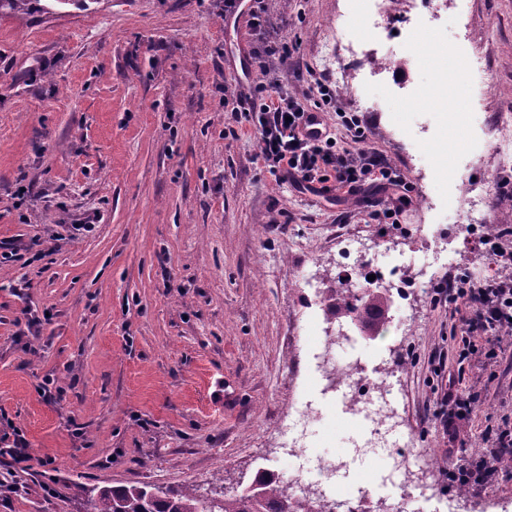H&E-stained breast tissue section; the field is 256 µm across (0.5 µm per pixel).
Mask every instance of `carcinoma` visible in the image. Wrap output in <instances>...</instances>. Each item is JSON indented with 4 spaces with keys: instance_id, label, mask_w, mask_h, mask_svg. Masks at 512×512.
Returning <instances> with one entry per match:
<instances>
[{
    "instance_id": "cac0c4a2",
    "label": "carcinoma",
    "mask_w": 512,
    "mask_h": 512,
    "mask_svg": "<svg viewBox=\"0 0 512 512\" xmlns=\"http://www.w3.org/2000/svg\"><path fill=\"white\" fill-rule=\"evenodd\" d=\"M348 288L330 289L336 313L381 329L387 321L389 299L382 291L363 297L359 307H353ZM86 496L85 512H310L301 502L288 499L286 489L267 482L257 473L251 485L222 499L204 497L193 488L181 491L162 490L148 485L131 484L85 488L76 485Z\"/></svg>"
}]
</instances>
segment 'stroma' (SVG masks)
<instances>
[{
  "label": "stroma",
  "instance_id": "obj_1",
  "mask_svg": "<svg viewBox=\"0 0 512 512\" xmlns=\"http://www.w3.org/2000/svg\"><path fill=\"white\" fill-rule=\"evenodd\" d=\"M252 16L224 27V0H40L0 16V431L22 429L32 461L0 456V475L29 487L0 489V512H83L77 486L156 485L209 497L248 486L263 466L304 467L334 456L349 469L336 490L370 485L380 512H498L512 474L467 497L448 487V459L486 448L489 420L512 414V347L498 359L459 363L446 337L448 309L420 298L401 326L351 327L368 373L389 370L414 495L382 479L386 453L360 456L367 423L329 401L309 349L331 314L307 308L301 275L336 286L331 258L345 231L383 246L363 220L361 197L335 202L276 183L254 156L257 135L232 122L241 56L256 45L253 15L289 18L286 59L275 69L305 99L314 80L337 92L325 109L333 137L350 142L337 111L358 115L364 149L404 177L402 222L423 241L421 275L439 283L453 263L476 272L492 260L464 242L465 196L489 223L512 227V200L497 190L496 142L512 115V0H461L434 32L372 30L346 0H255ZM468 22L486 70L470 74L455 39ZM365 42L406 56L409 71L366 83L364 61L343 50ZM448 54V64L428 59ZM465 144L453 149L452 126ZM434 202L422 205L421 193ZM91 230H84V223ZM41 317L34 336L25 314ZM459 372L479 402L461 446L432 420L436 365ZM63 400L40 395L44 378ZM308 401L321 418L301 453L287 456L283 425Z\"/></svg>",
  "mask_w": 512,
  "mask_h": 512
}]
</instances>
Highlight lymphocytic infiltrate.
Returning <instances> with one entry per match:
<instances>
[{
	"instance_id": "f902f5d3",
	"label": "lymphocytic infiltrate",
	"mask_w": 512,
	"mask_h": 512,
	"mask_svg": "<svg viewBox=\"0 0 512 512\" xmlns=\"http://www.w3.org/2000/svg\"><path fill=\"white\" fill-rule=\"evenodd\" d=\"M255 27L260 34L255 81L267 94L256 98L241 93L225 99L224 105L235 123L257 131L256 161L277 174L281 183L329 200L372 189L375 197L370 202L369 221L392 227L399 224L410 198L397 170L365 151L338 146L323 127L321 117L297 98L278 91L271 71L274 60L287 52L288 45L274 37L270 20H256ZM510 235L512 229L503 228L490 241V256L503 268L502 276L475 281L453 270L435 288V303L451 305L453 314L459 317L458 323L450 327L449 339L458 345L461 358L476 354L483 344L501 342L504 329L512 326V248L503 243ZM474 404V397L463 395L452 376L447 389L441 390L432 416L453 434L460 423L469 420ZM486 438L492 443L490 454L479 457L466 469L449 467L453 481L474 490L499 472L501 460L512 456V417H501L489 428Z\"/></svg>"
}]
</instances>
